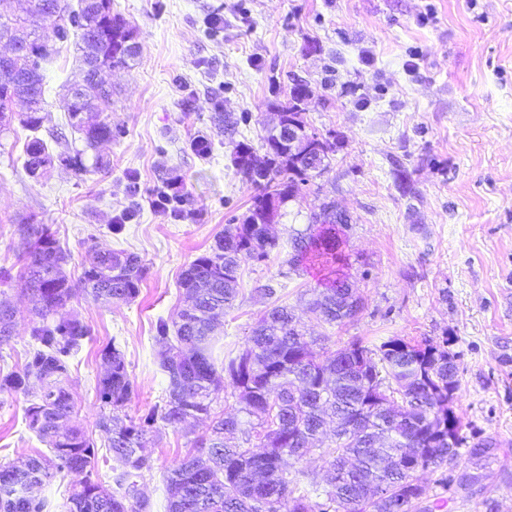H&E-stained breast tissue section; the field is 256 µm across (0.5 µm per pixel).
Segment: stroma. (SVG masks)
I'll return each instance as SVG.
<instances>
[{
	"label": "stroma",
	"instance_id": "35a3bbf8",
	"mask_svg": "<svg viewBox=\"0 0 512 512\" xmlns=\"http://www.w3.org/2000/svg\"><path fill=\"white\" fill-rule=\"evenodd\" d=\"M135 31L138 58L105 70L117 135L86 150L60 101L79 74L74 42L45 66V120L39 135L54 150L82 151L87 172L62 166L40 179L24 168L30 137L18 115L0 132V302L17 311L0 375L20 368L30 348L33 303L19 283V228L48 225L78 278L90 247L140 256L138 296L104 306L72 299L91 336L70 363L78 396L72 425L106 450L95 423L101 349L116 344L136 392L123 413L145 415L163 396L158 320H174L185 300L182 270L213 245L226 225L242 223L256 189L237 174L228 139L213 117L237 123V140L264 156L274 105L307 85L302 119L330 149L329 165L310 177L275 219L280 249L240 268L238 295L216 331L223 357L242 349L272 304L302 309L306 291L326 277L319 265L288 266V238L322 204L350 218L343 273L364 298L345 325L305 328L333 352L397 336L447 341L459 366L452 408L463 440L454 461L422 474L430 512H512V0H112ZM211 144L209 158L190 148ZM110 170L94 172V154ZM181 183L180 216L153 210L160 170ZM129 220H122V213ZM119 231H112L115 220ZM276 293L266 296L265 286ZM39 384L0 393V464L48 445L31 433L26 410ZM209 433L205 419L159 426L138 480L152 512H166L164 478L174 461ZM492 446L491 457L474 449ZM475 481L462 488V475Z\"/></svg>",
	"mask_w": 512,
	"mask_h": 512
}]
</instances>
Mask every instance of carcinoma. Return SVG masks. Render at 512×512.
Here are the masks:
<instances>
[{"mask_svg": "<svg viewBox=\"0 0 512 512\" xmlns=\"http://www.w3.org/2000/svg\"><path fill=\"white\" fill-rule=\"evenodd\" d=\"M30 0L28 17L19 22L0 20V41L35 54L34 65L17 72L0 67V108L27 95L22 125L37 132L44 116L42 65L53 62L61 47L28 30L31 18L53 23L59 42L75 37L84 79L67 84L75 91L63 97L68 125L83 134L86 147L112 142V96H100L88 65L99 62L112 69L137 57L139 47L128 45L133 30L107 12L93 22V0H79L74 9L56 0ZM281 134L267 130V166L254 170L251 145L229 139L237 173L257 193L241 224H228L210 251L197 256L181 275L189 298L172 323H157L156 341L164 344L159 368L166 386L161 403L138 422L124 423L118 412L135 391L124 356L115 345L100 352L104 366L96 397L110 412L97 427L110 433L108 451L113 487L94 477L95 444L83 430L67 425L76 408L64 386L69 361L91 329L65 310L71 299L84 295L102 305L128 303L139 294L144 275L141 259L125 251L93 248L82 277L71 281L64 271L68 255L45 224L20 227L23 267L20 282L37 302L38 322L31 328V349L21 368L0 378V393L27 391L30 380L43 385L38 401L26 412L28 429L50 445V454L29 457L23 465L0 466V512H44L47 502L32 489L57 474L72 479L67 512H151L132 478L151 469L143 454L146 442L162 422L176 428L190 418L212 415L214 395L229 384L237 392L239 413L212 421L207 437L194 442L165 477L167 512H415L425 495L417 473L434 471L448 462V451L461 443V420L448 431V400L458 387L455 356L445 344L413 345L390 338L370 349L356 340L325 355L307 339L301 320L286 305L267 310L256 322L245 346L228 361L215 354L213 321L233 305L238 274L246 260L263 261L280 248L270 211L271 198L284 204L299 191L312 172L326 169L328 146L313 162L288 146H277ZM78 173L87 170L82 154H53L34 136L25 147L24 169L40 178L54 165ZM346 216L325 205L311 224L289 238L288 265L297 270L309 261L336 263ZM307 312L322 324L340 325L358 316L363 298L348 277L312 289ZM16 312L0 304V344L10 340ZM331 444L321 452L326 474L289 471L285 459L297 461L314 452L327 426Z\"/></svg>", "mask_w": 512, "mask_h": 512, "instance_id": "1", "label": "carcinoma"}]
</instances>
